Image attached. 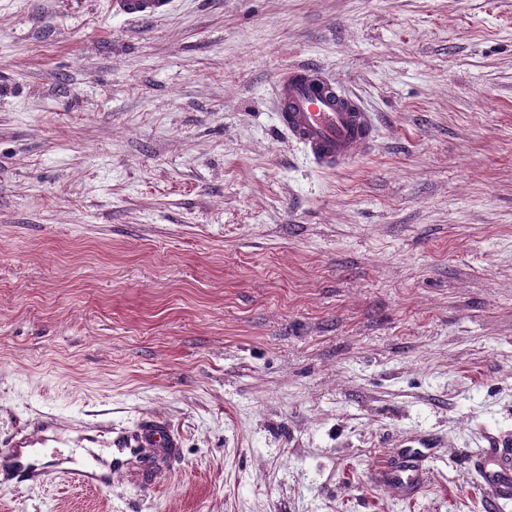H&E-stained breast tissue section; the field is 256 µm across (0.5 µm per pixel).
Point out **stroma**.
<instances>
[{
    "mask_svg": "<svg viewBox=\"0 0 512 512\" xmlns=\"http://www.w3.org/2000/svg\"><path fill=\"white\" fill-rule=\"evenodd\" d=\"M301 61L381 128L333 174L277 126ZM434 433L423 491L376 480ZM501 434L512 0H0V512H485ZM174 0H108V10L115 19L149 21L164 17L174 7ZM134 448H177L175 436L161 424L144 427L133 441Z\"/></svg>",
    "mask_w": 512,
    "mask_h": 512,
    "instance_id": "obj_1",
    "label": "stroma"
}]
</instances>
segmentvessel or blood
Instances as JSON below:
<instances>
[{
    "mask_svg": "<svg viewBox=\"0 0 512 512\" xmlns=\"http://www.w3.org/2000/svg\"><path fill=\"white\" fill-rule=\"evenodd\" d=\"M113 18L149 21L169 14L174 0H108ZM277 120L289 140L300 145L318 170L334 172L372 147L377 126L359 98L343 89L321 67L296 64L283 68L274 81ZM137 448H173L177 442L168 428L160 424L144 427L133 441ZM502 440L472 451L474 470L488 491V512H500L512 501V464L501 461ZM436 441L427 448L399 450V467L380 466L386 483L397 489L420 487L425 479L423 462Z\"/></svg>",
    "mask_w": 512,
    "mask_h": 512,
    "instance_id": "1",
    "label": "vessel or blood"
}]
</instances>
